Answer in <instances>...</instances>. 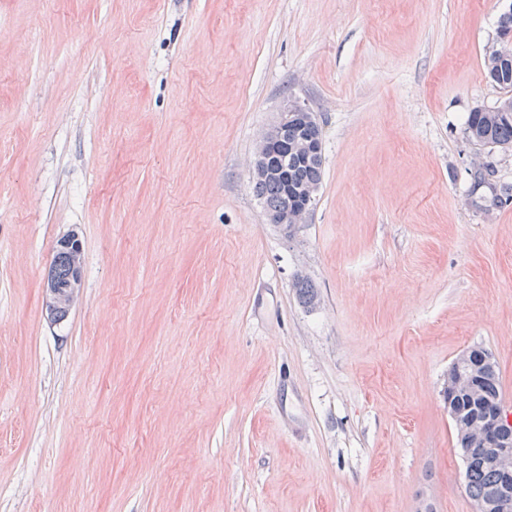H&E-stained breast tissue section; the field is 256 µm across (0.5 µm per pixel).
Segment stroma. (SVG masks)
I'll use <instances>...</instances> for the list:
<instances>
[{"mask_svg": "<svg viewBox=\"0 0 512 512\" xmlns=\"http://www.w3.org/2000/svg\"><path fill=\"white\" fill-rule=\"evenodd\" d=\"M511 6L0 0V512H476L445 390L480 347L512 408V204L468 196L512 149L465 133ZM287 96L324 175L285 232L248 162ZM57 253L69 258L66 274H60L54 264L64 267L66 259L56 254L42 288L43 304L47 318L58 322L62 312H70L82 288L83 244L75 234H68L57 241Z\"/></svg>", "mask_w": 512, "mask_h": 512, "instance_id": "35a3bbf8", "label": "stroma"}]
</instances>
